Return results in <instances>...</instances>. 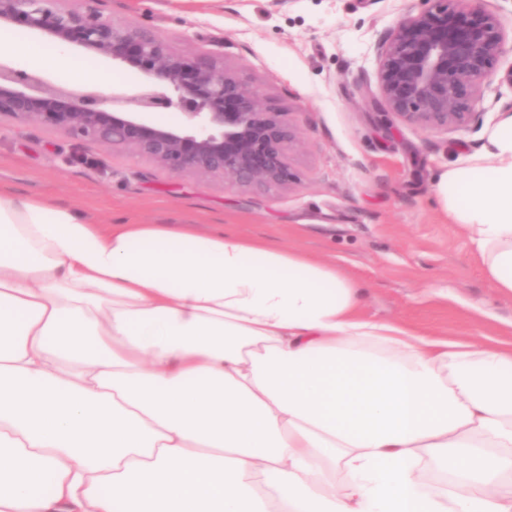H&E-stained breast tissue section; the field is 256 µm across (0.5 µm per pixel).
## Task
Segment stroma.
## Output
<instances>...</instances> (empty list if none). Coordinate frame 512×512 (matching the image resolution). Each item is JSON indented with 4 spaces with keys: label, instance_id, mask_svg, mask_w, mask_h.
Listing matches in <instances>:
<instances>
[{
    "label": "stroma",
    "instance_id": "35a3bbf8",
    "mask_svg": "<svg viewBox=\"0 0 512 512\" xmlns=\"http://www.w3.org/2000/svg\"><path fill=\"white\" fill-rule=\"evenodd\" d=\"M421 0H108L114 24L140 25L173 51L208 53L290 113L301 144L292 190L255 193L222 179L173 177L129 152L80 144L35 123L0 122V184L80 207L97 224L235 231L336 264L362 287L360 315L435 339L512 342V298L497 295L435 180L485 143L503 104L444 132L387 115L376 47Z\"/></svg>",
    "mask_w": 512,
    "mask_h": 512
}]
</instances>
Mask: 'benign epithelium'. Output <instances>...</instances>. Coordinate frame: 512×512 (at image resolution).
I'll return each instance as SVG.
<instances>
[{
  "instance_id": "obj_1",
  "label": "benign epithelium",
  "mask_w": 512,
  "mask_h": 512,
  "mask_svg": "<svg viewBox=\"0 0 512 512\" xmlns=\"http://www.w3.org/2000/svg\"><path fill=\"white\" fill-rule=\"evenodd\" d=\"M0 0V26L35 31L50 41L144 78L132 94L52 84L36 71L0 62V119L35 122L83 144L128 151L171 176L227 178L253 191L291 188L300 146L288 112L267 106L260 88L211 54L184 55L136 26H117L104 0ZM378 44L377 82L389 113L428 129L452 131L479 122L476 100L512 94V64L495 70L506 40L501 15L472 0H423ZM177 110L181 126L155 120Z\"/></svg>"
}]
</instances>
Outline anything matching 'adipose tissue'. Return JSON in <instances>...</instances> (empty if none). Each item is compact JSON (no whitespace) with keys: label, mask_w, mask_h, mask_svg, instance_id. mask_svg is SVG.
Returning a JSON list of instances; mask_svg holds the SVG:
<instances>
[{"label":"adipose tissue","mask_w":512,"mask_h":512,"mask_svg":"<svg viewBox=\"0 0 512 512\" xmlns=\"http://www.w3.org/2000/svg\"><path fill=\"white\" fill-rule=\"evenodd\" d=\"M437 197L512 298V119ZM360 300L299 250L0 186V512H512V348Z\"/></svg>","instance_id":"ef3b65f1"}]
</instances>
